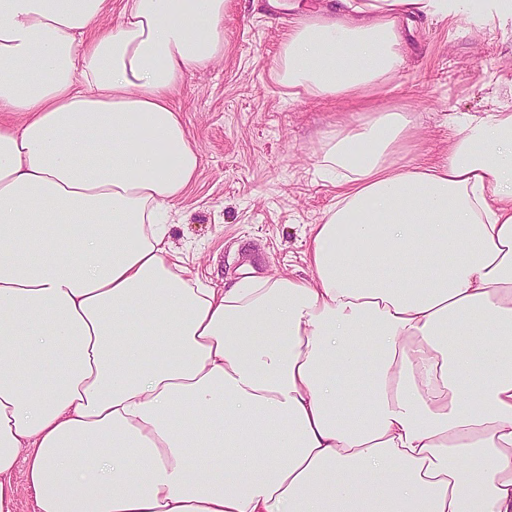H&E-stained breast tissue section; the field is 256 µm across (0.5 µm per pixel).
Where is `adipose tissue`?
I'll list each match as a JSON object with an SVG mask.
<instances>
[{
  "instance_id": "obj_1",
  "label": "adipose tissue",
  "mask_w": 512,
  "mask_h": 512,
  "mask_svg": "<svg viewBox=\"0 0 512 512\" xmlns=\"http://www.w3.org/2000/svg\"><path fill=\"white\" fill-rule=\"evenodd\" d=\"M0 0V512H512V112L413 160L394 106L323 135L307 278L188 277L170 211L200 154L174 93L228 0ZM512 0L304 6L289 98H365L416 17ZM13 481L16 487L15 512H35L34 496L26 482L25 464L22 459L19 461Z\"/></svg>"
}]
</instances>
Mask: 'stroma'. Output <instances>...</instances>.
<instances>
[{
    "instance_id": "obj_1",
    "label": "stroma",
    "mask_w": 512,
    "mask_h": 512,
    "mask_svg": "<svg viewBox=\"0 0 512 512\" xmlns=\"http://www.w3.org/2000/svg\"><path fill=\"white\" fill-rule=\"evenodd\" d=\"M288 19L266 0H229L223 59L173 96L201 166L172 210L169 235L191 275L217 288L244 268L259 277L309 276V228L335 203L318 170L320 133L335 120L405 106L416 114L414 156L424 164L448 153L446 113L512 110V19L489 31L464 15L421 17L405 63L363 106L283 96L269 68Z\"/></svg>"
}]
</instances>
